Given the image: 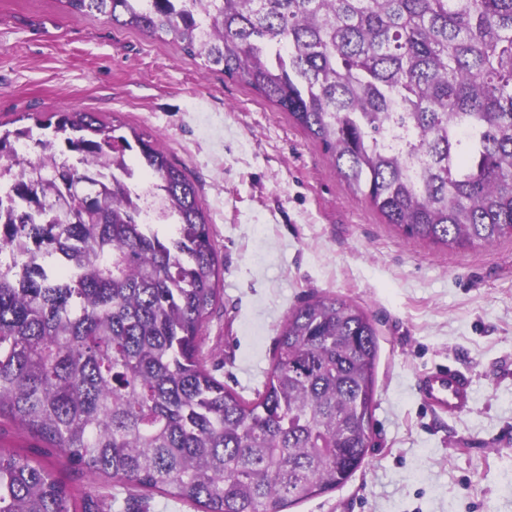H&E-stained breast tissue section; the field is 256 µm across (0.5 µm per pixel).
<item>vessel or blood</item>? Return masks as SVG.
Segmentation results:
<instances>
[{"mask_svg":"<svg viewBox=\"0 0 512 512\" xmlns=\"http://www.w3.org/2000/svg\"><path fill=\"white\" fill-rule=\"evenodd\" d=\"M418 392L429 410L451 418L469 412L474 402L470 377L449 365L426 371L419 379Z\"/></svg>","mask_w":512,"mask_h":512,"instance_id":"obj_1","label":"vessel or blood"}]
</instances>
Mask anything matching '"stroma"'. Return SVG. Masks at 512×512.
<instances>
[{"mask_svg": "<svg viewBox=\"0 0 512 512\" xmlns=\"http://www.w3.org/2000/svg\"><path fill=\"white\" fill-rule=\"evenodd\" d=\"M73 109L152 135L195 183L224 262L203 335L225 386L254 398L282 324L313 293L343 296L374 319L365 463L343 487L286 512H512V239L449 251L405 238L243 82L63 0H0V122ZM440 363L466 371L475 393L473 410L454 420L417 391ZM0 449L48 467L91 499V512H198L156 491L106 490L6 421Z\"/></svg>", "mask_w": 512, "mask_h": 512, "instance_id": "stroma-1", "label": "stroma"}]
</instances>
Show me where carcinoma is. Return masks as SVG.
<instances>
[{"instance_id": "obj_1", "label": "carcinoma", "mask_w": 512, "mask_h": 512, "mask_svg": "<svg viewBox=\"0 0 512 512\" xmlns=\"http://www.w3.org/2000/svg\"><path fill=\"white\" fill-rule=\"evenodd\" d=\"M178 43L319 145L386 223L449 250L512 239V0H64ZM401 147H384L393 129ZM90 112L0 132V419L70 464L202 512H284L359 470L379 335L315 294L281 326L247 400L207 367L222 263L194 182L145 133ZM60 162L13 170L16 145ZM105 159L99 169L88 157ZM129 161L148 179L135 188ZM159 201L161 236L126 204ZM42 465L0 451V512H75Z\"/></svg>"}]
</instances>
